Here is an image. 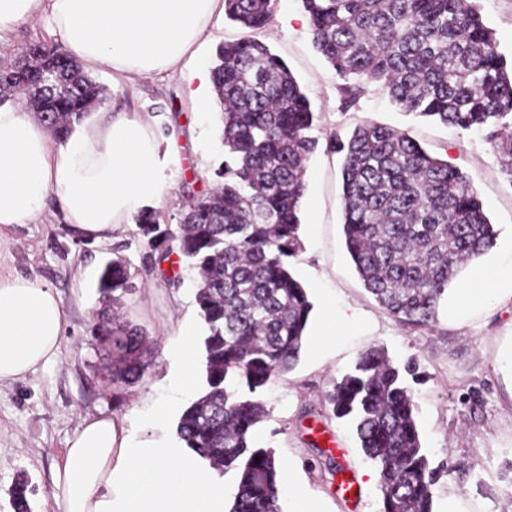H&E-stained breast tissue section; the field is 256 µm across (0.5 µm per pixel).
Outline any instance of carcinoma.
Returning a JSON list of instances; mask_svg holds the SVG:
<instances>
[{
  "label": "carcinoma",
  "mask_w": 512,
  "mask_h": 512,
  "mask_svg": "<svg viewBox=\"0 0 512 512\" xmlns=\"http://www.w3.org/2000/svg\"><path fill=\"white\" fill-rule=\"evenodd\" d=\"M301 2L313 46L345 81L343 109L376 84L409 114L484 133L512 179V66L477 0ZM274 9L275 0H224L225 17L248 35L220 45L211 68L224 142L214 187L184 198L175 232L152 208L137 216L146 258L159 265L176 249L196 274L206 386L182 412L176 435L211 469L232 476L229 512H283L281 467L256 440L268 414L261 394L299 362L313 310L288 265L302 248L315 116L291 70L260 39ZM14 94L27 97L56 139L106 100L67 52L43 44L28 70L0 66V103ZM330 147L343 155L345 247L364 288L399 322L435 325L462 267L497 243L477 192L398 130L362 123ZM129 280L125 262L114 259L98 290L127 288ZM142 346L136 331L116 340L112 384L144 375ZM423 379L416 359L400 365L375 347L324 396L377 469L381 512H435L434 487L455 471L433 464L422 445L412 385ZM28 492L29 481L19 478L14 512H30Z\"/></svg>",
  "instance_id": "carcinoma-1"
}]
</instances>
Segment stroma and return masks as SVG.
I'll use <instances>...</instances> for the list:
<instances>
[{
  "mask_svg": "<svg viewBox=\"0 0 512 512\" xmlns=\"http://www.w3.org/2000/svg\"><path fill=\"white\" fill-rule=\"evenodd\" d=\"M481 14L512 62V0H479ZM307 96L316 115L310 131L318 145L307 161L302 223L313 224L289 270L311 295H327L356 314L354 325L337 337L334 349L317 355L305 348L298 364L281 374L263 393L268 416L259 441L290 468L292 488L284 512H295L298 499L320 512H381L375 466L364 457L350 423L330 415L324 396L365 350L385 348L398 363L417 358L424 382L414 385L422 443L433 462L465 463L464 471L436 485L434 508L443 512L449 496L461 497L471 512H512V368L502 353L512 338V304L476 311L452 320L439 314L430 329H413L392 317L363 287L346 250L341 212V163L330 151L331 137L346 138L370 121L397 128L431 155L447 160L471 182L499 238L512 234V182L483 133L446 127L405 114L374 84L365 86L356 104L341 111L340 81L314 48L301 0H276L274 20L265 34ZM62 46L46 18L20 25L8 45L0 46V65L13 63L32 44ZM106 90L105 104L116 112L150 113L159 129V177L165 196L152 207L160 221L179 222L185 192L209 189L211 171L224 157L219 118H199L187 73L164 80H116L94 73ZM0 271L44 281L60 296L66 325L57 360L25 379L0 387V512H13L9 490L18 474H27L36 492L31 512H54L50 495L53 466L66 441L88 414L125 418L135 437L154 436L178 446L176 425L195 394L176 393L178 366L172 358L169 323L187 319L195 345L206 326L195 301L194 274L177 268L179 287L167 284L151 267L137 231L104 245H91L46 219L5 229ZM122 258L133 289L119 301L103 297L98 280L104 265ZM185 299L181 309L169 303L172 292ZM105 324L122 335L141 328L151 342L148 368L138 382L112 386L115 349L96 333ZM164 397L163 421L152 401ZM334 458L341 474L324 462Z\"/></svg>",
  "mask_w": 512,
  "mask_h": 512,
  "instance_id": "obj_1",
  "label": "stroma"
}]
</instances>
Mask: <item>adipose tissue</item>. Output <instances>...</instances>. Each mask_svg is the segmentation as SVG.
I'll return each mask as SVG.
<instances>
[{
	"label": "adipose tissue",
	"mask_w": 512,
	"mask_h": 512,
	"mask_svg": "<svg viewBox=\"0 0 512 512\" xmlns=\"http://www.w3.org/2000/svg\"><path fill=\"white\" fill-rule=\"evenodd\" d=\"M46 16L83 68L129 79H163L190 68L200 117L215 110L200 46L224 15V0H0V38ZM157 133L149 114L103 112L56 140L22 105L0 106V228L44 216L101 244L135 225L166 192L158 177ZM512 298V243L461 274L448 298L460 316ZM65 311L38 279L0 273V386L25 378L60 353ZM180 365L176 389L191 392L197 354L186 322L171 326ZM57 512H226L214 471L175 455L163 441L133 438L123 419L85 417L55 466Z\"/></svg>",
	"instance_id": "ef3b65f1"
}]
</instances>
